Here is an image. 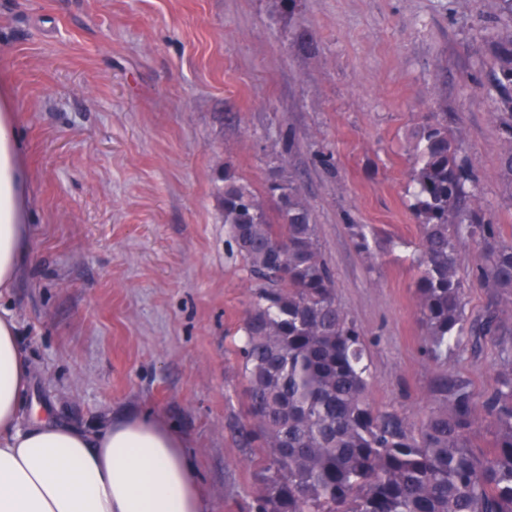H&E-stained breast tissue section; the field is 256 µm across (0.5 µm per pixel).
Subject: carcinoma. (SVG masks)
Listing matches in <instances>:
<instances>
[{
	"label": "carcinoma",
	"instance_id": "carcinoma-1",
	"mask_svg": "<svg viewBox=\"0 0 512 512\" xmlns=\"http://www.w3.org/2000/svg\"><path fill=\"white\" fill-rule=\"evenodd\" d=\"M504 149L500 170L512 186V0H495L482 27ZM266 203L226 166L219 196L228 245L259 282L242 322L240 348L249 424L242 443L259 453L252 512H512V240L497 224L462 207L476 179L448 120L419 133L412 213L420 231L415 282L422 349L434 362L486 336H505L495 386L477 403L468 380L437 377L433 405L419 427L370 401L368 345L337 301L333 273L297 173L281 137ZM479 244L475 279L490 294L485 313L465 314L458 275L466 242ZM490 427L494 444L478 452L473 435Z\"/></svg>",
	"mask_w": 512,
	"mask_h": 512
}]
</instances>
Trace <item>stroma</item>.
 Wrapping results in <instances>:
<instances>
[{"mask_svg": "<svg viewBox=\"0 0 512 512\" xmlns=\"http://www.w3.org/2000/svg\"><path fill=\"white\" fill-rule=\"evenodd\" d=\"M491 11L492 0H0V105L24 145L31 224L0 307L17 321L27 399L89 434L164 419L207 512H249L239 348L257 283L227 252L216 177L231 166L264 194L288 128L336 300L368 341L375 408L421 424L442 373L483 401L498 339L439 362L421 352L410 205L415 133L444 113L485 218L512 234L480 32ZM481 260L467 243L471 319L489 302L472 276Z\"/></svg>", "mask_w": 512, "mask_h": 512, "instance_id": "stroma-1", "label": "stroma"}]
</instances>
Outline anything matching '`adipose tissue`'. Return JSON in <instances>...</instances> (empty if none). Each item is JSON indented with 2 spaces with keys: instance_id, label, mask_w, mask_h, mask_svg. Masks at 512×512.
I'll return each instance as SVG.
<instances>
[{
  "instance_id": "adipose-tissue-1",
  "label": "adipose tissue",
  "mask_w": 512,
  "mask_h": 512,
  "mask_svg": "<svg viewBox=\"0 0 512 512\" xmlns=\"http://www.w3.org/2000/svg\"><path fill=\"white\" fill-rule=\"evenodd\" d=\"M12 113H0V294L28 251L27 174ZM17 325L0 313V512H205L194 460L158 417L131 415L87 434L25 407Z\"/></svg>"
}]
</instances>
